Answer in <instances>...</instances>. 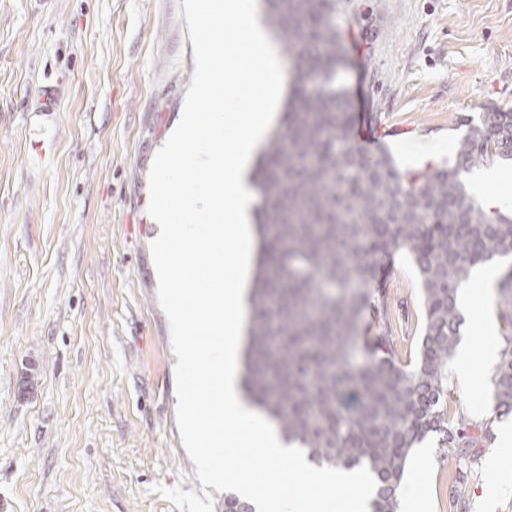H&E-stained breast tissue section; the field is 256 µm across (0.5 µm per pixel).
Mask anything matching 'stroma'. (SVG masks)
Wrapping results in <instances>:
<instances>
[{"label": "stroma", "mask_w": 512, "mask_h": 512, "mask_svg": "<svg viewBox=\"0 0 512 512\" xmlns=\"http://www.w3.org/2000/svg\"><path fill=\"white\" fill-rule=\"evenodd\" d=\"M336 84L404 173L456 164L485 112H512V0H338ZM194 73L178 0H0V512H178L201 491L176 424L169 324L148 213L155 152ZM401 349L421 333L410 257L387 264ZM416 464L432 512L455 470ZM483 456L467 512H512Z\"/></svg>", "instance_id": "stroma-1"}]
</instances>
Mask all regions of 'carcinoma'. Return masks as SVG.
I'll return each mask as SVG.
<instances>
[{"label":"carcinoma","mask_w":512,"mask_h":512,"mask_svg":"<svg viewBox=\"0 0 512 512\" xmlns=\"http://www.w3.org/2000/svg\"><path fill=\"white\" fill-rule=\"evenodd\" d=\"M297 83L283 129L256 176L260 261L243 386L290 443L319 465L369 468L372 512H398L411 451L428 434L456 464L452 507L493 439L489 418L466 419L448 392L459 341L457 289L473 264L512 256V219L472 202L460 169L512 156V112H484L457 149L458 167L405 176L366 158L348 136L347 93L329 87L349 63L336 0H265ZM407 253L424 323L415 358L396 348L388 303L379 332L363 311L376 265ZM504 344L491 384L494 413H512V270L496 288Z\"/></svg>","instance_id":"obj_1"}]
</instances>
